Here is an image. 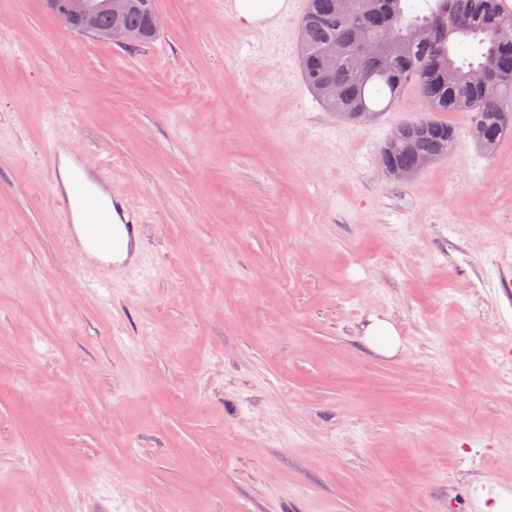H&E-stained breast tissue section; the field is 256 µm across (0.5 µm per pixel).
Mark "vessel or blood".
I'll return each mask as SVG.
<instances>
[{
    "label": "vessel or blood",
    "mask_w": 512,
    "mask_h": 512,
    "mask_svg": "<svg viewBox=\"0 0 512 512\" xmlns=\"http://www.w3.org/2000/svg\"><path fill=\"white\" fill-rule=\"evenodd\" d=\"M49 189L61 206L71 255L90 288L127 285L145 270L141 244L146 216L112 188L105 170L90 167L70 140L47 145Z\"/></svg>",
    "instance_id": "b4317fda"
}]
</instances>
